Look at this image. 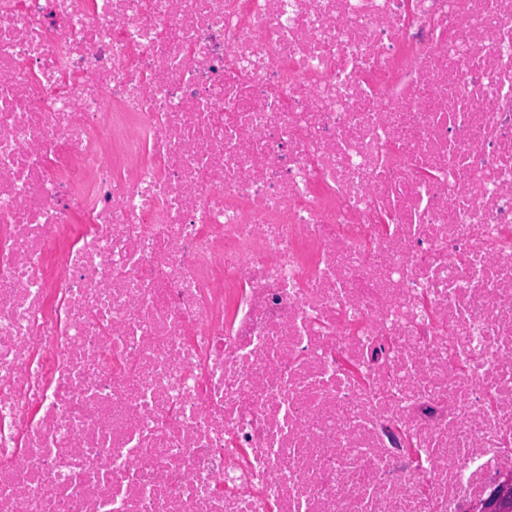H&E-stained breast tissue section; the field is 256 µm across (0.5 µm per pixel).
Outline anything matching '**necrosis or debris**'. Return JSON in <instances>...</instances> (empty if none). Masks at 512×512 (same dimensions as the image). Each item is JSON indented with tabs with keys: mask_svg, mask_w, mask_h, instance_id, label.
<instances>
[{
	"mask_svg": "<svg viewBox=\"0 0 512 512\" xmlns=\"http://www.w3.org/2000/svg\"><path fill=\"white\" fill-rule=\"evenodd\" d=\"M510 471L512 0H0V512Z\"/></svg>",
	"mask_w": 512,
	"mask_h": 512,
	"instance_id": "obj_1",
	"label": "necrosis or debris"
}]
</instances>
